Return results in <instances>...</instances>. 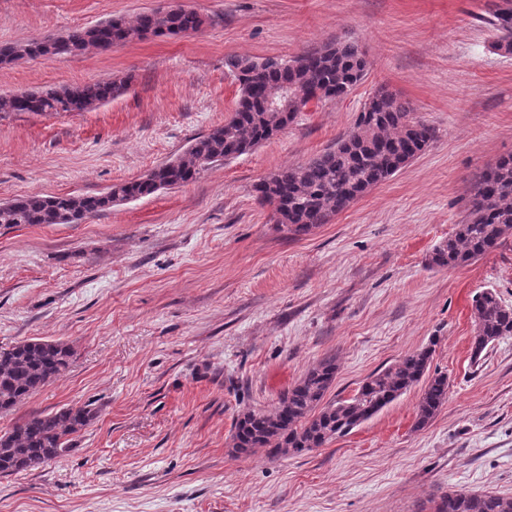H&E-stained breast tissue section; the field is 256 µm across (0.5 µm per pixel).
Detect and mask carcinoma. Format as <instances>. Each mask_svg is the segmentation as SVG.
<instances>
[{
    "label": "carcinoma",
    "instance_id": "1",
    "mask_svg": "<svg viewBox=\"0 0 512 512\" xmlns=\"http://www.w3.org/2000/svg\"><path fill=\"white\" fill-rule=\"evenodd\" d=\"M489 9L479 20L499 33L496 48L512 53V0ZM205 20L195 11L153 10L135 23L110 19L100 28H74L57 37L0 47V64L26 57L76 55L100 39L123 45L149 35L179 36L199 31ZM227 66L239 85L236 108L224 124L193 139L174 159L151 169L153 177L115 184L108 195L21 197L0 204V224H79L86 217L161 189L187 184L213 164L245 154L270 140L273 127L292 123L300 108L346 95L365 77L359 45L338 40L291 58L231 59ZM129 80L87 82L0 96L2 112H87L122 95ZM436 138V129L413 112L409 102L379 87L364 103L354 126L322 153L304 163L280 168L254 185L257 199L272 207L270 220L306 235L328 224L372 187L384 182ZM512 231V154L482 174L469 216L437 245L432 267L466 265L495 248ZM472 359L494 342L512 336V306L493 291L473 298ZM74 355L62 342L23 340L0 347V412L12 410L65 371ZM432 348L402 357L372 374L349 399L324 402L336 376V360L309 368L272 412L249 411L237 421L234 447L247 453L264 448L275 457L320 448L348 435L411 387L424 383L415 427L429 423L448 400V377L430 374ZM86 406L36 415L0 434V474H18L70 450L69 436L93 419ZM434 512H512V496L450 489Z\"/></svg>",
    "mask_w": 512,
    "mask_h": 512
}]
</instances>
